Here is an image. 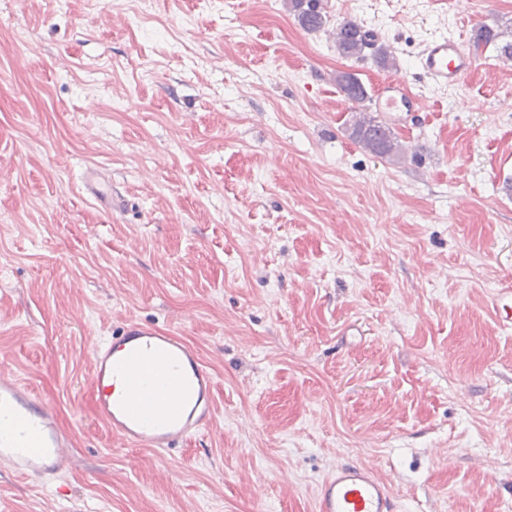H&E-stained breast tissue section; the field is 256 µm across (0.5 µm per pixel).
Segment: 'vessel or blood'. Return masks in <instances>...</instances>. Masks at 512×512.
<instances>
[{"mask_svg":"<svg viewBox=\"0 0 512 512\" xmlns=\"http://www.w3.org/2000/svg\"><path fill=\"white\" fill-rule=\"evenodd\" d=\"M475 59L462 42L440 37L418 57L421 75L456 85ZM83 189L111 207L112 184L86 166ZM492 310L512 328V290L491 296ZM92 383L102 421L127 445L163 453L197 436L213 420L214 375L198 349L170 332L136 321L90 344ZM71 465L69 440L50 406L7 370L0 371V466L28 477L50 479ZM315 512H398L391 488L371 467L344 463L319 484Z\"/></svg>","mask_w":512,"mask_h":512,"instance_id":"b4317fda","label":"vessel or blood"}]
</instances>
